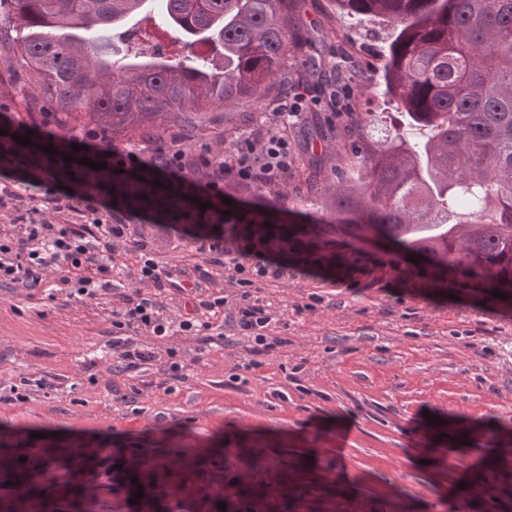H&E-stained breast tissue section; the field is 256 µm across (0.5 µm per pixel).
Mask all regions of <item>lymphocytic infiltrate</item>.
<instances>
[{
  "instance_id": "1",
  "label": "lymphocytic infiltrate",
  "mask_w": 512,
  "mask_h": 512,
  "mask_svg": "<svg viewBox=\"0 0 512 512\" xmlns=\"http://www.w3.org/2000/svg\"><path fill=\"white\" fill-rule=\"evenodd\" d=\"M287 114V108H280L271 121L242 134L229 151L208 147L191 153L174 140L162 147L128 150L120 159L137 171H160L174 180L192 182L217 198L223 197L228 182L259 190L274 188L288 177ZM32 184L40 192L27 197L31 222L13 225L6 233L0 231V287L34 288L56 274L73 297L92 299L108 290L117 267L116 246L130 234L126 214L87 194L71 195L42 187L37 178ZM65 210L75 213V221L53 224L43 219L45 213ZM268 252V245L243 243L231 233L212 240L204 264L194 265L178 280L149 253H142L137 280L153 286L154 291L120 295L119 305L112 312V353L120 368L134 369L155 357L151 350L130 347L123 341V334L146 333L163 339L174 329L188 335L210 329V322L189 314L170 322L155 292L170 287L181 293H196L213 266L229 271L230 282L239 288V299L233 305L224 296L202 299L199 308L223 315L225 325L244 332L252 343V354L273 351L279 344L278 338L270 334L274 314L254 298L251 288L260 280L284 278L288 269L271 263Z\"/></svg>"
}]
</instances>
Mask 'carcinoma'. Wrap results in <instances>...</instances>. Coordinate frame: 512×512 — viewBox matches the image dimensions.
Returning a JSON list of instances; mask_svg holds the SVG:
<instances>
[{"instance_id": "obj_1", "label": "carcinoma", "mask_w": 512, "mask_h": 512, "mask_svg": "<svg viewBox=\"0 0 512 512\" xmlns=\"http://www.w3.org/2000/svg\"><path fill=\"white\" fill-rule=\"evenodd\" d=\"M12 35L0 48L27 73L28 104L40 99L58 127L88 119L110 140L159 139L170 127L198 135L200 114L214 105L246 104L265 93L284 67L288 43L308 42L295 31L293 0H163L167 22L192 46L209 44L223 64L202 59L173 65L155 55L123 54L108 37L87 39L97 27L120 37L145 0H11ZM338 10L388 30L387 93L402 106L406 129L382 141L360 139L354 180L331 193L323 210L332 223L365 243L386 241L422 256L433 278L451 270L462 285L512 290V0H333ZM143 179L119 186L127 204L176 201L167 188ZM270 226H265V223ZM228 224L288 249L278 221L242 212ZM164 473L147 483L142 468ZM131 464L137 483L125 488L129 512L162 508L176 489L194 512H295L294 499L270 495L262 481L233 489L224 480H198L188 466ZM38 468L14 476L16 496L0 512L32 502L56 512L38 482ZM138 503L129 504L137 491ZM226 504V510L218 504Z\"/></svg>"}]
</instances>
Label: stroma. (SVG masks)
<instances>
[{
  "instance_id": "1",
  "label": "stroma",
  "mask_w": 512,
  "mask_h": 512,
  "mask_svg": "<svg viewBox=\"0 0 512 512\" xmlns=\"http://www.w3.org/2000/svg\"><path fill=\"white\" fill-rule=\"evenodd\" d=\"M294 15L316 44L289 45V81L307 78L316 48L340 80L306 94L291 121L284 184H225L236 211H319L311 166L322 185L335 186L359 168L350 145L360 126L379 138L405 125L385 92L377 26L339 14L334 0H294ZM128 25L148 29L164 59L187 64L211 53L184 46L160 0H146L144 16ZM27 87L25 72L0 55L1 115L27 122ZM281 98L274 82L256 102L209 108L205 129L185 149L235 140ZM318 127L333 136L309 140ZM35 176L111 196L104 185L88 187L80 165L63 172L44 160L30 169L0 157V183L12 190L31 194ZM214 221L209 210L130 212L114 286L136 289L144 250L168 270L202 263L195 236ZM272 259L288 274L259 282L256 295L274 312L276 349L252 357L246 336L220 339L224 319L215 316L199 336L137 335L156 358L121 373L108 347L112 295L70 298L50 279L32 290L0 287V449H17L11 467L44 462L57 512H112L114 466L133 451L191 462L229 486L286 479L301 496L299 512H512V297L424 287L392 253L333 234L312 246L309 260L286 252ZM173 362L183 380L169 378ZM238 448L247 456L236 458ZM83 463L91 478L77 500L66 476Z\"/></svg>"
}]
</instances>
